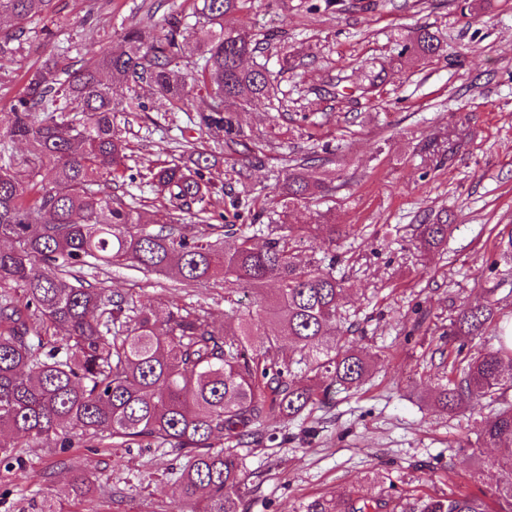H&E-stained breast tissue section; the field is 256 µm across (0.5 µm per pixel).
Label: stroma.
Instances as JSON below:
<instances>
[{
	"instance_id": "1",
	"label": "stroma",
	"mask_w": 512,
	"mask_h": 512,
	"mask_svg": "<svg viewBox=\"0 0 512 512\" xmlns=\"http://www.w3.org/2000/svg\"><path fill=\"white\" fill-rule=\"evenodd\" d=\"M48 25L64 51L59 64L123 49L125 30L145 14L163 23L188 12L189 0H56ZM311 0H246L224 19L268 44V67L288 109L310 122L273 119L257 108L240 124L258 146L219 155L205 172L215 188V215L248 224V201L270 195L286 160L327 154L311 178L336 189L332 201L288 210L292 224H352L362 233L336 245L337 277L347 288L371 355L370 378L337 393L311 417L286 420L274 441L235 449L247 472L259 473L246 512H305L308 503L350 491L386 502H415L468 490L495 503L500 472L479 434L486 401L457 413L436 407L441 377L434 353L459 309L486 295L484 256L512 231V0H337L310 11ZM442 42L439 54L398 58L419 28ZM31 37L0 75V113L23 93L25 74L54 52ZM144 109L119 113L128 143L121 193L156 206L147 178L157 163L178 158L179 143L210 145L196 125L207 99L191 95L184 111L157 108L138 90ZM456 229L446 245L422 253L414 230L438 212ZM85 281L105 280L137 306L164 317L170 304L202 305L215 321L252 308L254 297L224 299L220 288L186 286L175 274L144 277L132 266L84 268ZM184 463L169 446L60 448L37 440L21 461L0 465V512H82L68 494L76 477L92 479L97 512H190L178 491Z\"/></svg>"
}]
</instances>
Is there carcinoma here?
Instances as JSON below:
<instances>
[{
  "instance_id": "1",
  "label": "carcinoma",
  "mask_w": 512,
  "mask_h": 512,
  "mask_svg": "<svg viewBox=\"0 0 512 512\" xmlns=\"http://www.w3.org/2000/svg\"><path fill=\"white\" fill-rule=\"evenodd\" d=\"M55 0H0V18L13 28L0 32V69L13 63L24 37L49 43L55 32L30 25L48 18ZM244 0H193L190 25L172 15L159 28L146 16L124 33L126 49L102 52L73 71L53 59L31 72L26 91L0 115V138L27 146V166L0 163V464L33 440L55 439L71 447L169 444L185 459L178 487L201 512H245L249 476L230 449L212 439L255 444L273 441L269 428L360 387L369 354L356 344L345 309L344 280L336 277V254L298 253L310 242L308 224H212V185L204 169L217 151L249 150L237 113L263 106L283 118L279 89L264 63L244 65L265 52L246 29H224V17ZM197 59L183 60L188 38ZM439 53L431 31H416L400 53ZM212 103L197 124L213 135V147L183 145L182 163L162 162L151 171L161 202L156 232L146 230L136 199L104 191L123 177L128 145L114 116L134 101L117 97L116 85L146 86L167 112L183 110L188 84ZM307 160H292L279 173L277 196L308 204L331 188L306 176ZM195 219L179 224L182 215ZM223 229L229 248L211 241ZM330 246L354 235L347 224L320 225ZM454 225L437 215L417 226L420 248L448 241ZM263 235L261 244L254 237ZM512 264V234L502 239L487 269ZM126 263L144 275L174 271L181 282L224 283L225 298L240 291L260 296V308L232 326L215 323L202 307L175 304L161 320L131 304L105 282L86 285L78 270ZM275 280L271 296L265 284ZM275 320L284 333L252 336ZM495 301L485 297L457 312L448 332V374L433 403L455 412L473 400L495 405L482 428L495 450L501 477L495 494L512 512V343L496 349L469 344L497 324ZM95 483L71 485L74 500L92 512ZM381 503L346 495L341 503L317 499L305 512H379ZM407 512H488L482 497L464 493L428 497Z\"/></svg>"
}]
</instances>
